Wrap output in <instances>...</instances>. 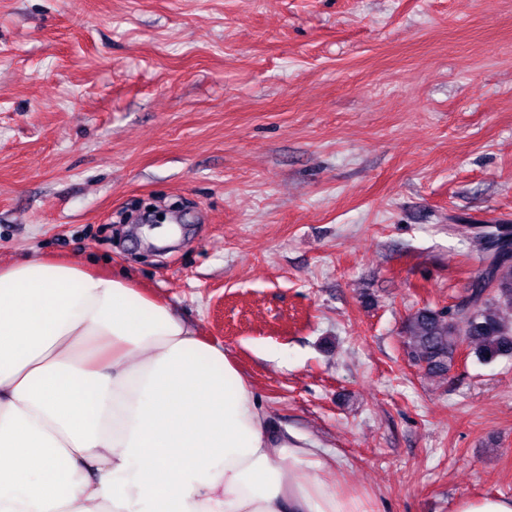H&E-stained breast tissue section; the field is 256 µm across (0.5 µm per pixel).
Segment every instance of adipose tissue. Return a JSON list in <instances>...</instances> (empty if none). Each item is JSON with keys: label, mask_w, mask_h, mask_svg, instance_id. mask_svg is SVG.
<instances>
[{"label": "adipose tissue", "mask_w": 512, "mask_h": 512, "mask_svg": "<svg viewBox=\"0 0 512 512\" xmlns=\"http://www.w3.org/2000/svg\"><path fill=\"white\" fill-rule=\"evenodd\" d=\"M125 274L0 263V512H375Z\"/></svg>", "instance_id": "adipose-tissue-1"}]
</instances>
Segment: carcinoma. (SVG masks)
<instances>
[{"instance_id":"1","label":"carcinoma","mask_w":512,"mask_h":512,"mask_svg":"<svg viewBox=\"0 0 512 512\" xmlns=\"http://www.w3.org/2000/svg\"><path fill=\"white\" fill-rule=\"evenodd\" d=\"M496 229L488 225L477 236L485 266L469 301L440 311L423 308L407 320V356L430 373H447L463 346L484 364L512 358V323L502 315L512 309V254L489 260L486 237Z\"/></svg>"}]
</instances>
